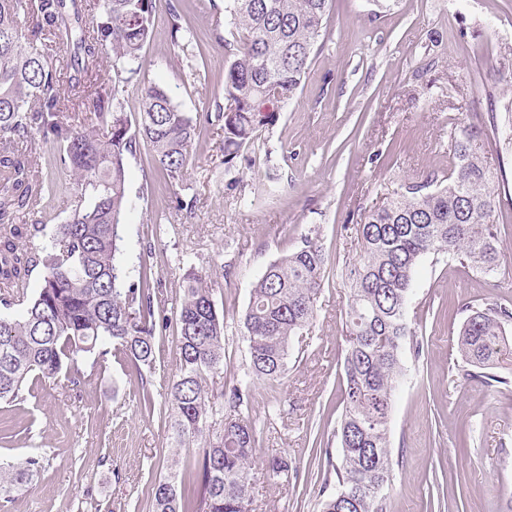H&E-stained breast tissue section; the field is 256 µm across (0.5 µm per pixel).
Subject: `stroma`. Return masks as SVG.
Wrapping results in <instances>:
<instances>
[{"instance_id":"obj_1","label":"stroma","mask_w":512,"mask_h":512,"mask_svg":"<svg viewBox=\"0 0 512 512\" xmlns=\"http://www.w3.org/2000/svg\"><path fill=\"white\" fill-rule=\"evenodd\" d=\"M224 0H181V24L203 44L171 40L166 0H156L155 26L142 79L168 88L191 115L214 111L224 97V49L215 28ZM474 124L500 158L494 222L512 258V0H336L325 44L297 99L232 171L222 137L201 124L184 184L171 186L154 168L147 144L129 158L132 208L122 229L129 263L145 258L159 285L157 318L165 327L152 374L153 413L140 406L141 384L122 362L79 365L77 385L35 387L15 409L0 458L41 453L32 489L0 512H151V486L173 451L165 387L177 371L176 308L180 253L206 272L230 328H237L251 284L267 264L318 229L328 258L307 344L292 353L275 394L257 393L253 496L256 512H318L326 456L343 409L341 361L348 264L359 243L361 213L378 206L385 187L448 165L449 119ZM33 156L51 191L44 224L65 223L74 182L57 162L55 143L35 138ZM196 196L192 212L176 196ZM164 225L155 234V225ZM512 303V261L491 277L425 256L415 282L413 326L420 356H406L390 434L401 466L390 512H512V386L481 382L452 387L463 308ZM285 456L299 471L289 485L265 474Z\"/></svg>"}]
</instances>
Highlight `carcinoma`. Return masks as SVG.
I'll list each match as a JSON object with an SVG mask.
<instances>
[{
  "label": "carcinoma",
  "mask_w": 512,
  "mask_h": 512,
  "mask_svg": "<svg viewBox=\"0 0 512 512\" xmlns=\"http://www.w3.org/2000/svg\"><path fill=\"white\" fill-rule=\"evenodd\" d=\"M335 0H224V104L206 122L224 134V171L253 146L259 131L278 122L297 97L322 48L324 25ZM171 36L195 40L168 2ZM155 0H97L92 30L82 26L79 0H0V408L26 400L28 382L79 383L78 362L96 366L107 356L122 361L152 411L150 377L156 362L159 289L145 270L130 278L120 228L132 202L127 161L139 141L153 165L179 184L191 165L197 119L182 111L167 88L139 80L150 41ZM58 41L66 58L51 60L38 48ZM112 59L107 90L83 112H65L58 68L77 73ZM140 90L142 108L131 120L124 97ZM56 143L61 168L72 173L71 214L47 232L36 219L46 185L28 143ZM496 168L475 126L452 122L448 171L431 173L385 193L382 206L360 215V248L347 279L343 411L339 448L327 458L319 512H388L399 461L390 450L394 397L404 381L406 350L421 342L411 327L413 283L424 256L448 259L480 275L505 263L494 224ZM42 241L40 248L31 243ZM327 258L318 234L300 237L291 252L271 261L250 291L240 335L248 362L232 385L215 387L224 374L227 325L206 275L181 256L183 296L177 373L166 396L174 448H195L186 464L172 460L151 490L152 512H254L251 497L256 427L249 416L255 394L274 391L288 371L290 350L305 342ZM41 266L40 287L29 292ZM502 303L469 309L457 340L461 363L453 386L475 381L509 385L512 341ZM35 454L0 464V501L29 490L43 470ZM297 466L273 458L266 473L288 485Z\"/></svg>",
  "instance_id": "1"
}]
</instances>
